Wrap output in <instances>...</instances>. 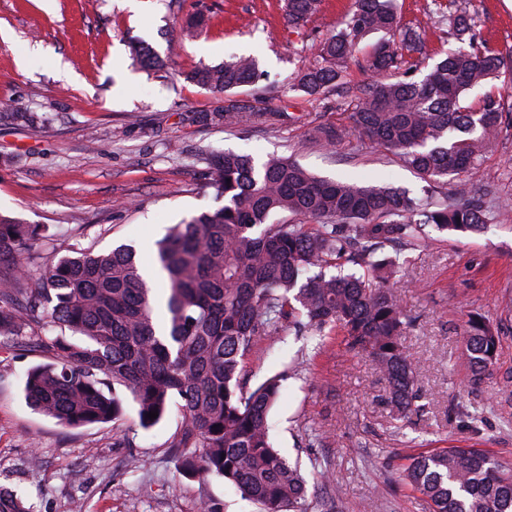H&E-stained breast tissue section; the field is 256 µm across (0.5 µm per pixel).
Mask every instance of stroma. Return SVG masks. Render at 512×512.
I'll use <instances>...</instances> for the list:
<instances>
[{
    "label": "stroma",
    "mask_w": 512,
    "mask_h": 512,
    "mask_svg": "<svg viewBox=\"0 0 512 512\" xmlns=\"http://www.w3.org/2000/svg\"><path fill=\"white\" fill-rule=\"evenodd\" d=\"M355 0H322L302 27L288 25L284 0H0V215L44 224L52 235L26 252L37 273L75 247L97 252L136 247L151 265L168 228L223 206L206 186L198 148L258 159L288 156L313 174L387 184L445 200L390 153L350 136L318 144L319 125H349L356 89L367 75L351 70L346 88L308 97L290 91L312 44L342 28ZM478 38L512 51V0H465ZM402 23L420 26L423 64L454 47L434 0H397ZM205 17L194 36L182 26ZM148 42L164 60L147 71L129 42ZM254 57L263 74L271 126L206 124L200 116L230 105L248 108L244 87L214 93L191 82L203 64ZM492 149L465 180L499 205L494 223L475 233L439 235L408 256L394 291L409 325L402 338L420 364L419 399L404 419L388 404L386 383L342 336L291 333L256 339L242 378L255 387L283 377L269 422L281 453L330 471L332 489H310L306 512H428L401 479L412 456L451 445L487 449L512 469V95ZM25 112L32 122L16 120ZM501 329L496 361L481 383L462 357L470 312ZM31 335L0 337V488L33 512H259L214 478H187L167 452L181 413L139 426L125 397L116 421L78 428L33 410L23 378L39 360Z\"/></svg>",
    "instance_id": "1"
}]
</instances>
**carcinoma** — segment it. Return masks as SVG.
Returning <instances> with one entry per match:
<instances>
[{"instance_id": "cac0c4a2", "label": "carcinoma", "mask_w": 512, "mask_h": 512, "mask_svg": "<svg viewBox=\"0 0 512 512\" xmlns=\"http://www.w3.org/2000/svg\"><path fill=\"white\" fill-rule=\"evenodd\" d=\"M458 46L420 79L413 54L421 52L419 27L404 25L396 0H356L335 34L312 46L313 59L291 89L319 96L341 84L349 70L369 76L351 112V126L321 128L333 145L350 134L365 136L435 186L455 183L452 201L433 203L392 186L359 184L310 174L288 157L200 150L209 186L224 205L192 215L157 242L166 318L141 274L130 246L108 253L73 249L40 276L20 252L40 236L34 224L0 215V336L27 329L69 330L39 338L29 351L47 363L27 369L25 398L35 410L68 427L115 420L124 414L121 391L138 406L149 429L177 400L183 419L168 448L192 478L218 477L260 512H295L309 481L330 482L328 472H305L274 447L268 416L282 376L252 389L242 383L243 358L261 336L310 330L342 333L348 350L368 355L382 373L389 402L405 414L417 398L418 362L401 336L406 320L389 282L400 257L426 228L477 232L489 221L473 187L460 180L495 143L503 119L502 92L512 88V54L487 46L473 33L457 0H436ZM320 0H285L288 22L299 25ZM382 37L364 52L362 38ZM133 58L156 70L163 60L142 41ZM189 78L214 92L255 85L257 63L235 57L201 65ZM489 79L500 86L473 108L465 96ZM273 113L235 106L201 119L245 128ZM308 218L301 224L299 218ZM500 329L479 312L466 321L464 356L474 383L494 364ZM158 413L151 419L147 414ZM403 480L420 493L429 512H512V470L482 448L452 446L411 458ZM0 512H31L12 491L0 489Z\"/></svg>"}]
</instances>
